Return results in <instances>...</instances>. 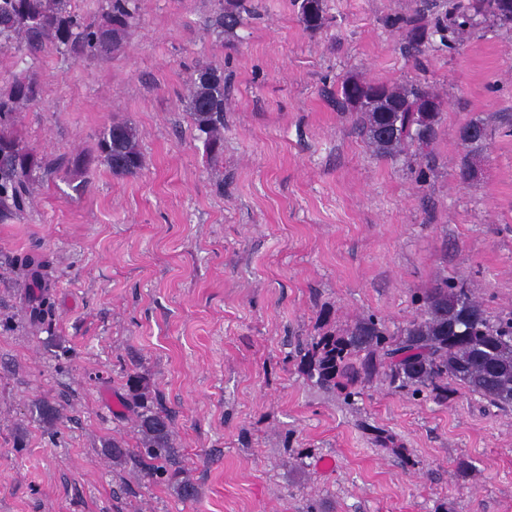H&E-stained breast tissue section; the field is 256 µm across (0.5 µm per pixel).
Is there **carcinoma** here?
Segmentation results:
<instances>
[{
  "label": "carcinoma",
  "mask_w": 512,
  "mask_h": 512,
  "mask_svg": "<svg viewBox=\"0 0 512 512\" xmlns=\"http://www.w3.org/2000/svg\"><path fill=\"white\" fill-rule=\"evenodd\" d=\"M73 0H0V51L35 55L52 47L75 59L101 58L118 50L138 19V0H101L96 21L88 23L72 6ZM247 0H217L213 26L219 35H234L249 12ZM304 28L315 32L328 26L325 0H293ZM391 26L405 31L407 53L416 56L439 36L448 50L476 27L491 23L512 29V0H445L442 5L421 0L410 15H396ZM230 86L224 67L202 62L190 75L187 110L206 153L218 163L224 157V102ZM37 73L11 74L0 87V223L20 216L30 203L33 185L59 172L21 136V112L40 98ZM339 106L355 115V124L372 153L395 159L410 147L418 155L436 139L444 104L421 83L343 79L336 91ZM467 153L461 177L471 174L470 158L487 141V126L471 119L459 129ZM115 178L139 175L144 168L140 134L132 124L114 121L95 135V148L69 160L64 178H80L87 188L99 166ZM26 278L29 319L38 328L51 324L49 261L29 254L14 258ZM412 317L392 330L384 318L367 314L357 318L342 335L310 336L299 348V365L314 384L339 394L350 403L378 378L411 396L448 400L452 379L499 409L512 407V317L494 321L484 301L463 279L439 280L436 287L413 297ZM125 403L135 421L140 452L153 461L151 474L167 473L174 461L171 417L154 406L157 393L139 373L128 375Z\"/></svg>",
  "instance_id": "carcinoma-1"
}]
</instances>
